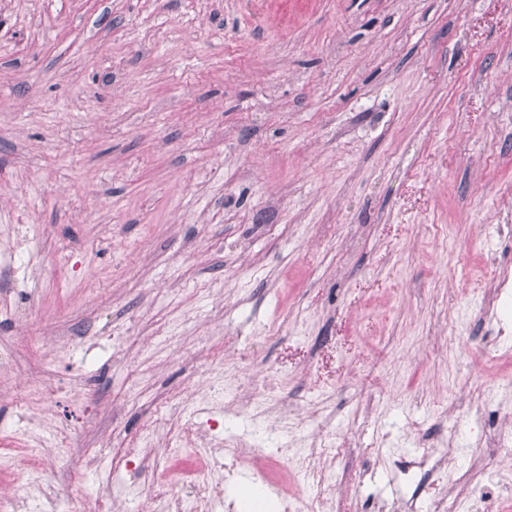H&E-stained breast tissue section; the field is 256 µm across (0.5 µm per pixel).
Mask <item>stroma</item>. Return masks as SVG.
<instances>
[{
    "instance_id": "1",
    "label": "stroma",
    "mask_w": 512,
    "mask_h": 512,
    "mask_svg": "<svg viewBox=\"0 0 512 512\" xmlns=\"http://www.w3.org/2000/svg\"><path fill=\"white\" fill-rule=\"evenodd\" d=\"M0 482L126 489L117 452L206 428L189 393L264 375L298 409L289 500L329 464L371 512L451 429L456 474L512 465L468 403L512 382L485 313L512 266V0H0Z\"/></svg>"
}]
</instances>
